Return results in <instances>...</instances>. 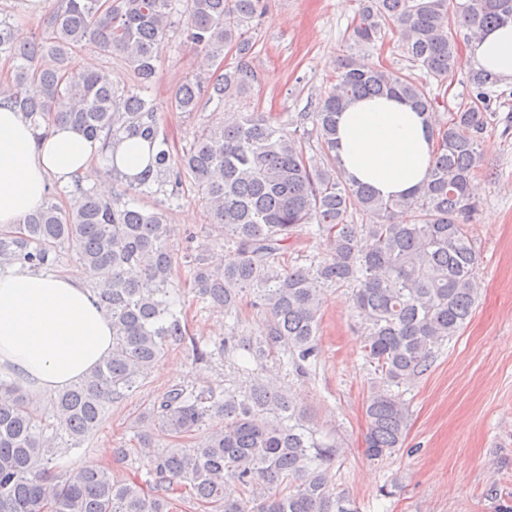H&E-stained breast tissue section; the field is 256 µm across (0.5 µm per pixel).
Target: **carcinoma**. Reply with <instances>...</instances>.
<instances>
[{
    "instance_id": "carcinoma-1",
    "label": "carcinoma",
    "mask_w": 512,
    "mask_h": 512,
    "mask_svg": "<svg viewBox=\"0 0 512 512\" xmlns=\"http://www.w3.org/2000/svg\"><path fill=\"white\" fill-rule=\"evenodd\" d=\"M266 10V0H186L181 14L174 0H60L44 32L23 43L0 19V56L14 63L0 105L23 113L36 132L59 121L104 149L133 139L149 147L137 174L108 170L119 186L112 195L78 179L65 207L49 196L22 224L0 229V266L50 271L67 259L91 274L93 297L112 320V351L73 386L44 399L0 379V512H169L177 493L211 512H357L326 480L343 443L317 437L298 397L271 372L221 392L168 387L138 417L173 438L151 456L142 482L118 480L110 469L53 473L62 449L80 447L105 409L141 387L168 349L189 338L171 299L181 269L201 302L235 317L245 300L258 317L250 333L234 322L216 352L198 349L196 360L217 354L228 362L243 350L298 379L310 376L318 355L324 288H351L375 373L364 405V454L372 461L402 447L408 429V409L389 387L424 375L471 317L479 256L466 227L477 212L471 184L497 78L466 65L461 45L512 21V0H360L356 43L374 45L389 30L427 76L463 77L470 103L444 119L418 78L346 58L315 111L285 122L239 112L203 126L173 153L155 103L141 95L156 81L162 40L178 30L200 59L171 102L190 115L248 90L247 66L221 60L226 50L251 53V24ZM86 42L123 57L135 87L119 90L102 71L75 69L72 51ZM366 96L410 104L434 131L427 177L407 195L385 199L341 171L336 117ZM187 183L210 215L211 234L178 259L168 211L141 209L136 196L177 197ZM357 215L368 222L355 223ZM313 224L329 254L310 268L285 262ZM221 242L231 248L212 263ZM228 481L238 484L240 498L224 495Z\"/></svg>"
}]
</instances>
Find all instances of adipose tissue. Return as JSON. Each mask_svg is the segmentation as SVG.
<instances>
[{
	"instance_id": "obj_1",
	"label": "adipose tissue",
	"mask_w": 512,
	"mask_h": 512,
	"mask_svg": "<svg viewBox=\"0 0 512 512\" xmlns=\"http://www.w3.org/2000/svg\"><path fill=\"white\" fill-rule=\"evenodd\" d=\"M473 64L512 83V23L469 49ZM435 138L423 116L391 97H364L336 118V152L348 179L380 196L406 194L426 177ZM100 144L63 123L36 137L9 106L0 107V229L39 209L50 183L93 178ZM112 323L82 276L0 268V377L51 395L83 379L111 350Z\"/></svg>"
}]
</instances>
